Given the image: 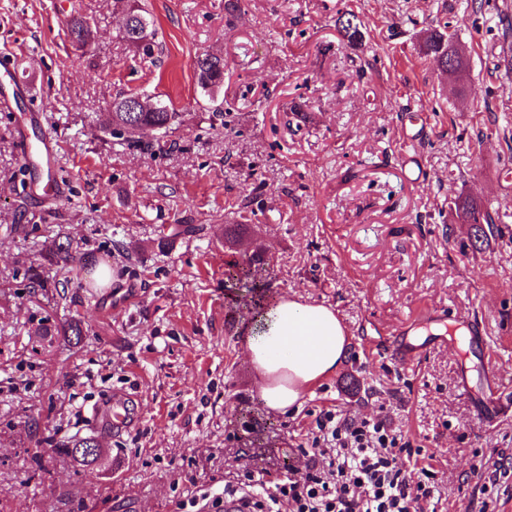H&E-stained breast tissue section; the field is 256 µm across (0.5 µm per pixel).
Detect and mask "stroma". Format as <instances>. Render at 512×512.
<instances>
[{
	"instance_id": "35a3bbf8",
	"label": "stroma",
	"mask_w": 512,
	"mask_h": 512,
	"mask_svg": "<svg viewBox=\"0 0 512 512\" xmlns=\"http://www.w3.org/2000/svg\"><path fill=\"white\" fill-rule=\"evenodd\" d=\"M157 45L135 52L114 0H0V63L13 71L0 111V512H224L233 478L303 467L320 412L385 418L412 448V479L430 471L436 512H512V413L487 426L457 387L487 365L512 386V0H146ZM352 10L361 45L339 40ZM90 21L74 46L66 22ZM446 27L468 54L462 77L420 47ZM224 58L215 96L195 60ZM136 91L179 114L143 149L103 132L112 97ZM37 108L58 144L67 199L22 190L12 114ZM428 131L406 145L417 113ZM428 172L406 179L404 153ZM474 198L495 224L480 250L449 202ZM255 217L241 248L225 232ZM67 236L87 265L66 272L47 246ZM258 255L266 290L333 308L352 334L336 374L298 409L268 410L242 345L224 264ZM109 284L95 278L100 266ZM45 286L32 290L30 277ZM479 321L488 352L446 343L406 363L397 328ZM80 323V342L56 333ZM54 328L37 335L39 326ZM129 394L140 416L99 433L94 409ZM97 439L85 466L61 449Z\"/></svg>"
}]
</instances>
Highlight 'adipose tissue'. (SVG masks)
I'll list each match as a JSON object with an SVG mask.
<instances>
[{"label": "adipose tissue", "instance_id": "obj_1", "mask_svg": "<svg viewBox=\"0 0 512 512\" xmlns=\"http://www.w3.org/2000/svg\"><path fill=\"white\" fill-rule=\"evenodd\" d=\"M242 324L244 351L257 375L259 396L272 411H286L310 387L335 374L349 343L331 307L283 295L272 297Z\"/></svg>", "mask_w": 512, "mask_h": 512}]
</instances>
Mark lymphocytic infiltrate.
I'll return each instance as SVG.
<instances>
[{"label":"lymphocytic infiltrate","instance_id":"1","mask_svg":"<svg viewBox=\"0 0 512 512\" xmlns=\"http://www.w3.org/2000/svg\"><path fill=\"white\" fill-rule=\"evenodd\" d=\"M305 449L306 470L287 468L272 481L225 484L224 495L246 512H410L412 502L432 500L426 482H411L408 442L380 418L322 412Z\"/></svg>","mask_w":512,"mask_h":512}]
</instances>
